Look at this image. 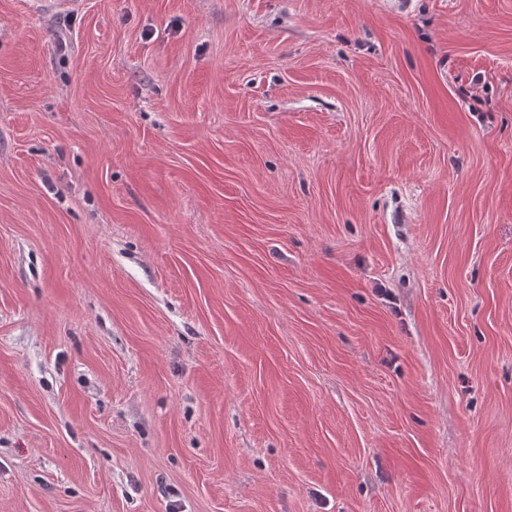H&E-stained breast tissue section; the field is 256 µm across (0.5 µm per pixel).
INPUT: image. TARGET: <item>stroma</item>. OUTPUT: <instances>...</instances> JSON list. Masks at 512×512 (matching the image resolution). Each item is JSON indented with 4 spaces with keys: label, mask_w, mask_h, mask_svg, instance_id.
Returning <instances> with one entry per match:
<instances>
[{
    "label": "stroma",
    "mask_w": 512,
    "mask_h": 512,
    "mask_svg": "<svg viewBox=\"0 0 512 512\" xmlns=\"http://www.w3.org/2000/svg\"><path fill=\"white\" fill-rule=\"evenodd\" d=\"M512 512V0H0V512Z\"/></svg>",
    "instance_id": "1"
}]
</instances>
